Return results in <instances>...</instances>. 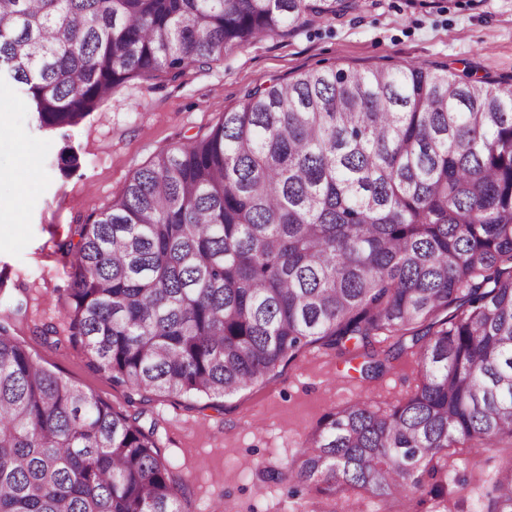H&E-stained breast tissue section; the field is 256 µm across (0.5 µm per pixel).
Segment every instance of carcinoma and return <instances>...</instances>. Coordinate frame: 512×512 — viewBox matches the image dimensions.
<instances>
[{
	"label": "carcinoma",
	"mask_w": 512,
	"mask_h": 512,
	"mask_svg": "<svg viewBox=\"0 0 512 512\" xmlns=\"http://www.w3.org/2000/svg\"><path fill=\"white\" fill-rule=\"evenodd\" d=\"M351 0H0V77L40 127L133 79L172 80ZM68 340L109 379L208 399L314 339L412 334L421 379L388 412L325 415L288 478L411 501L448 449L512 442V87L420 64L311 69L247 91L79 225ZM512 512V457L494 485ZM139 417L46 369L0 322V512H191Z\"/></svg>",
	"instance_id": "obj_1"
}]
</instances>
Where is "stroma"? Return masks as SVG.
Masks as SVG:
<instances>
[{
  "label": "stroma",
  "instance_id": "stroma-1",
  "mask_svg": "<svg viewBox=\"0 0 512 512\" xmlns=\"http://www.w3.org/2000/svg\"><path fill=\"white\" fill-rule=\"evenodd\" d=\"M341 18L327 17L293 36H268L234 49L176 82L134 79L67 132L39 128L19 88L0 82V127L36 149L35 190L17 224L0 223V310L27 301L15 338L49 370L128 411L125 386L112 383L87 349L72 345L62 319L71 259L57 241L71 238L92 211L122 193L133 172L160 151L206 134L244 93L310 69L369 70L414 61L459 74L512 83V0H355ZM80 166L67 171V150ZM51 327L58 347L42 344L34 328ZM420 379L405 357L377 378L351 369L323 342L249 389L213 401L150 394L161 457L191 481L195 512H302L320 496L310 485L269 480L265 469L286 470L308 433L332 409L362 396L385 411ZM503 449L458 451L448 459L446 494L412 512H492L493 484Z\"/></svg>",
  "mask_w": 512,
  "mask_h": 512
}]
</instances>
